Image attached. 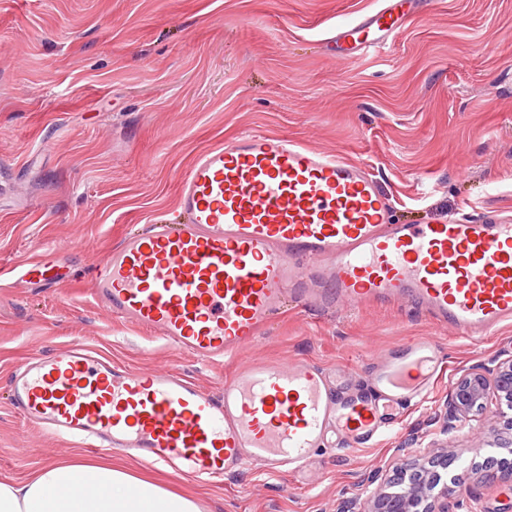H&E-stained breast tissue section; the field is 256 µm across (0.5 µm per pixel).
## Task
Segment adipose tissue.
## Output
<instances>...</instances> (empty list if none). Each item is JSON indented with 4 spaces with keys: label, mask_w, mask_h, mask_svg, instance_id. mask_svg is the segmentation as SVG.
Listing matches in <instances>:
<instances>
[{
    "label": "adipose tissue",
    "mask_w": 512,
    "mask_h": 512,
    "mask_svg": "<svg viewBox=\"0 0 512 512\" xmlns=\"http://www.w3.org/2000/svg\"><path fill=\"white\" fill-rule=\"evenodd\" d=\"M0 512H202L198 501L137 474L123 458L76 457L26 480L0 479Z\"/></svg>",
    "instance_id": "obj_1"
}]
</instances>
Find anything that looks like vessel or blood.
Listing matches in <instances>:
<instances>
[{
	"instance_id": "b4317fda",
	"label": "vessel or blood",
	"mask_w": 512,
	"mask_h": 512,
	"mask_svg": "<svg viewBox=\"0 0 512 512\" xmlns=\"http://www.w3.org/2000/svg\"><path fill=\"white\" fill-rule=\"evenodd\" d=\"M421 5L380 0L337 23L328 44L347 59L376 51ZM177 209L180 223L129 234L89 268L93 298L113 318L196 358L237 355L290 298L319 311L408 301L476 339L512 323V220L396 223L363 164L288 136L258 133L202 150L180 182ZM21 273L46 287L59 280L40 262ZM446 370L437 342L414 336L363 386L305 360L254 361L214 393L181 372L122 368L75 346L18 364L10 392L15 412L54 437L213 483L247 465L297 471L332 443L373 446Z\"/></svg>"
}]
</instances>
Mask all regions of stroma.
Here are the masks:
<instances>
[{"label": "stroma", "mask_w": 512, "mask_h": 512, "mask_svg": "<svg viewBox=\"0 0 512 512\" xmlns=\"http://www.w3.org/2000/svg\"><path fill=\"white\" fill-rule=\"evenodd\" d=\"M378 0H0V477L78 455L22 422L8 380L25 357L82 344L117 364L175 369L216 391L244 365L306 359L363 384L389 349L434 337L447 371L370 448L316 453L301 474L254 467L198 485L170 476L203 512H339L370 475L451 445L444 480L466 475L451 512H512V484L486 482L498 421L449 422L459 377L512 357V326L480 339L405 303L288 313L234 358L210 364L112 319L92 300L89 259L177 205L194 155L254 131L366 164L394 216L428 224L512 216V0H429L402 35L360 58L323 43ZM57 288L16 281L44 255Z\"/></svg>", "instance_id": "1"}]
</instances>
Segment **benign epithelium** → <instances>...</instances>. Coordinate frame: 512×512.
I'll use <instances>...</instances> for the list:
<instances>
[{"instance_id":"benign-epithelium-1","label":"benign epithelium","mask_w":512,"mask_h":512,"mask_svg":"<svg viewBox=\"0 0 512 512\" xmlns=\"http://www.w3.org/2000/svg\"><path fill=\"white\" fill-rule=\"evenodd\" d=\"M449 416L455 421L492 411L504 418V428L490 443L495 448L512 447V358L499 362L490 371L475 368L461 376L448 395ZM435 457L406 461L399 475L405 487L392 492L389 486L375 488L365 512H448V485L440 484V474L428 464Z\"/></svg>"}]
</instances>
